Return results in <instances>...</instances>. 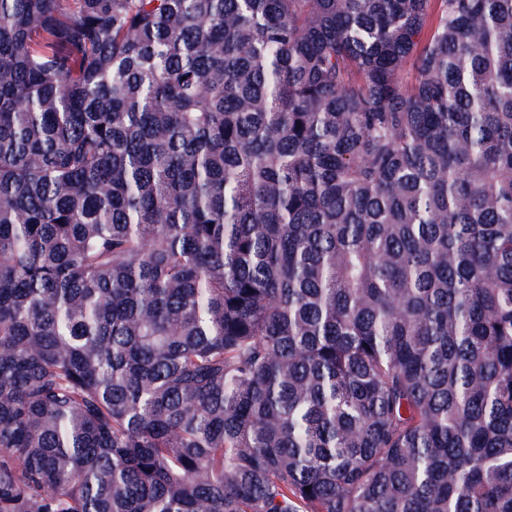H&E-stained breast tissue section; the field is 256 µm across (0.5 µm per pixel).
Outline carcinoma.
<instances>
[{
  "label": "carcinoma",
  "instance_id": "1",
  "mask_svg": "<svg viewBox=\"0 0 512 512\" xmlns=\"http://www.w3.org/2000/svg\"><path fill=\"white\" fill-rule=\"evenodd\" d=\"M0 0V512H512V0Z\"/></svg>",
  "mask_w": 512,
  "mask_h": 512
}]
</instances>
